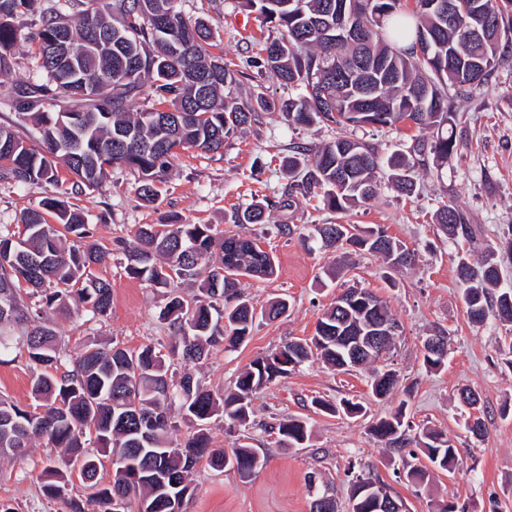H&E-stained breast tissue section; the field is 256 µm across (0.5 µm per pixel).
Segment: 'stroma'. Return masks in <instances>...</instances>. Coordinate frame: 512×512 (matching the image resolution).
Wrapping results in <instances>:
<instances>
[{
  "label": "stroma",
  "instance_id": "obj_1",
  "mask_svg": "<svg viewBox=\"0 0 512 512\" xmlns=\"http://www.w3.org/2000/svg\"><path fill=\"white\" fill-rule=\"evenodd\" d=\"M186 15L208 23L212 51L237 72L235 92L249 98L262 86L268 98L289 95L288 87L274 75L258 74L251 67L253 43L266 34L263 16L243 0H176ZM458 149L446 163L426 157L418 167V196L407 198L390 188L378 197L347 212L346 216L324 209L319 200L297 198L285 207L291 179L288 159L295 147L307 148L339 136L335 125L299 127L278 112H257L254 121L227 140L219 152L197 149L182 152L158 205H145L138 195L137 176L130 170H110L102 187L67 201L81 209L94 229L95 243L109 248L111 257L97 266L96 276L112 284V311L96 319L82 311L61 315L47 310L44 319L78 356L87 340H112L136 349L146 344L169 353L172 334L160 317L168 302L166 289L129 277L125 256L115 249V239L132 241L143 224L159 223L173 216L190 224L212 225L217 235L237 233V210L253 202L266 204L268 218L254 225L264 234V246L272 251L278 273L270 280L247 279L245 295L255 307L277 297L287 298V313L273 321L256 322L250 338L232 351L213 349L195 368L197 380L221 392L233 386L237 375L256 358L278 351L289 339L309 338L318 319L347 286L379 292L403 327L388 362L399 383L385 398L371 392L368 368L339 372L321 362L308 361L288 377L277 379L255 394L249 424L233 426L218 419L210 424L213 445L230 448L247 443L268 461L247 479L237 474L196 466L182 512H310L308 475H317L338 503L349 512L351 468L370 469L407 503L410 512H434L437 505L460 502L468 512H512V368L499 354L504 339L512 337V325L494 319L485 324L469 322L461 299L456 268L460 256L477 261L485 250L497 255L501 287H512V61L500 65L488 81L457 100L453 123ZM356 137L381 156L408 149L413 133L404 125L356 129ZM54 185H17L0 181V225L18 223L27 210L53 193ZM451 200L463 209L481 233L469 253H462L438 230L433 213L439 201ZM362 227H384L408 247L417 249L413 268L393 271L371 254L357 253L337 278L327 269L335 250H309L301 237L312 224L338 221ZM280 224L295 226L284 237ZM452 337L445 365L429 371L423 365L421 341L439 330ZM32 370L19 351L0 355V396L27 406L32 402ZM468 388L481 399L487 432L472 435L466 428L469 412L459 399ZM350 399L363 406L361 416L331 414L313 405ZM406 402V419L414 430L435 429L448 435L460 456L453 471H433L429 480L413 486L403 477L408 450H395L371 432L376 421L399 402ZM299 416L310 426L305 447L279 445L272 425ZM61 450L34 440L26 456L0 457V499L15 512H70L68 499L86 500L91 489L74 483L66 498L48 496L39 478L47 466L64 467Z\"/></svg>",
  "mask_w": 512,
  "mask_h": 512
}]
</instances>
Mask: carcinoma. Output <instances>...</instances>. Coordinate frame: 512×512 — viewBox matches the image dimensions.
I'll use <instances>...</instances> for the list:
<instances>
[{
  "label": "carcinoma",
  "instance_id": "cac0c4a2",
  "mask_svg": "<svg viewBox=\"0 0 512 512\" xmlns=\"http://www.w3.org/2000/svg\"><path fill=\"white\" fill-rule=\"evenodd\" d=\"M37 0H0V71L9 68L11 50L20 41L36 46L39 81L18 80L0 92V104L32 122L39 137L29 143L9 126L0 125V180L20 185L42 182L62 186L44 197L36 209L11 229L0 228V328L13 325L19 336L0 331V352L16 344L39 370L33 381L34 400L44 414L0 397V448L25 454L34 439L62 448L68 462L84 464L81 482L100 483L103 462L86 449V437L95 434L100 452L112 457L108 486L94 493L87 511L70 501L71 512H113V499L126 498V512H174L172 501L186 498L187 474L199 463L233 471L242 479L265 464L257 449L243 443L233 448L212 447L209 424L216 416L243 426L250 420L255 393L275 379L286 377L309 358L344 369L348 351L338 336L368 335L367 327L389 323L399 327L387 300L354 286L336 298L317 323L314 336L290 340L275 354L257 358L235 382V389L217 393L200 385L192 368L210 349L233 350L245 342L258 319H276L289 304L278 298L257 309L242 292L241 278L277 273L273 255L245 232L260 224L264 205L251 204L236 213L234 223L244 232L216 242L208 224H186L166 217L144 224L135 244L117 239L126 256V273L156 287L169 289L162 319L178 333L180 360L177 379L168 376L161 350L145 345L136 350L112 341L85 344L78 359L58 341L56 331L41 322L43 308L67 311L77 299L96 317L112 310V284L92 274L109 251L91 241L93 228L83 215L66 205L71 191L96 190L108 168L125 166L137 173L141 199L154 204L174 160L184 150L218 152L224 142L251 123L256 109L279 112L294 125L332 123L338 128L406 124L418 132L432 130V138H415L405 152L383 158L370 145L338 137L288 160L293 184L288 196L315 195L325 207L339 213L374 199L380 190L376 174L389 170L390 186L411 196L416 191L414 169L431 155L444 163L457 150L448 133L452 104L445 87L462 93L487 81L504 61L502 43L512 38V0H453L455 18L437 0H413L412 9L399 11L401 0H245L277 27L279 36L264 41L258 71H270L281 82L304 88L284 101L270 100L261 89L254 103H239L224 94L233 81L227 65L213 56L211 32L202 20H189L174 0H48L35 10ZM73 10L69 15L63 8ZM498 36L467 37L474 8ZM411 39L404 48L401 41ZM141 98L151 107L131 112L128 102ZM76 110L72 120L57 109ZM62 161L71 179L59 181L56 161ZM52 216L56 223L47 221ZM440 230L454 241L476 239V230L455 203L436 211ZM320 248L352 246L378 254L395 270L413 264L415 253L380 226L316 224L307 233ZM461 296L470 322L490 318L512 323V288H498L500 271L489 250L482 262H458ZM197 285L199 294L183 295V285ZM446 354L423 347V364L437 371ZM396 372L373 376L372 394L385 398L397 386ZM318 408L343 411L354 417L358 402L341 407L316 400ZM406 401L372 428L374 436L399 448L420 449L430 468L448 470L458 453L447 435L424 431L410 435L404 422ZM178 407L195 422L184 443L168 438V412ZM278 442L302 448L309 440L305 419L278 423ZM44 489L59 497L72 484L73 469H46ZM380 490L388 485L363 471L350 487L352 512H384L372 497L359 493L365 485ZM312 492L310 512H337L336 499Z\"/></svg>",
  "mask_w": 512,
  "mask_h": 512
}]
</instances>
